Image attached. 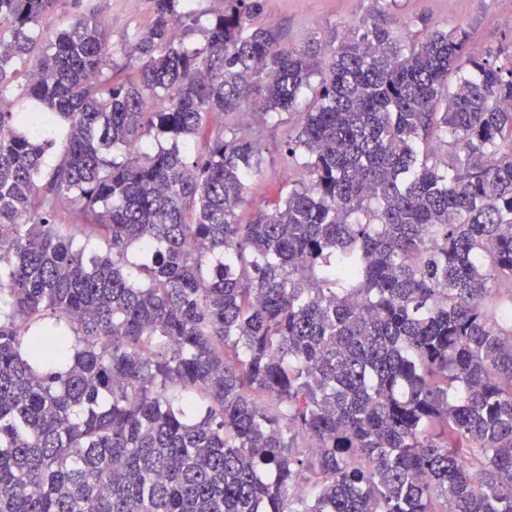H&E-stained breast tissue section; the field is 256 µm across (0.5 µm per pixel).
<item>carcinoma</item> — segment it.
Returning a JSON list of instances; mask_svg holds the SVG:
<instances>
[{
  "label": "carcinoma",
  "mask_w": 512,
  "mask_h": 512,
  "mask_svg": "<svg viewBox=\"0 0 512 512\" xmlns=\"http://www.w3.org/2000/svg\"><path fill=\"white\" fill-rule=\"evenodd\" d=\"M60 2L0 0V512H512V55ZM77 17L75 9L71 6L68 0H65L61 2L54 14L49 15L42 20L41 29L43 30V33L47 35L48 33H53L58 29L69 26ZM87 12L97 11L106 20L112 41L120 44L126 35L142 29L151 21L150 0H84ZM247 112H254V108H250ZM247 112L231 116L226 120L234 124L246 126L264 148L263 174L251 185L248 195L249 202L240 210V216L244 223L252 219L256 209L262 207L268 198L275 196L278 187L288 177V169L283 167L279 148L289 127L291 130H294L293 125L296 121L295 115H292L289 122L285 123V119L289 115L282 112L279 116L268 117L265 122L254 123L248 117Z\"/></svg>",
  "instance_id": "cac0c4a2"
}]
</instances>
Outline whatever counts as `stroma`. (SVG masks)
Here are the masks:
<instances>
[{"label":"stroma","instance_id":"1","mask_svg":"<svg viewBox=\"0 0 512 512\" xmlns=\"http://www.w3.org/2000/svg\"><path fill=\"white\" fill-rule=\"evenodd\" d=\"M88 11L100 13L113 42L147 26L151 21L150 0H85ZM512 15V0H399L391 7L388 0H266L265 19L277 27L287 43L299 45L311 37H323L330 29L345 32L365 22H390L395 34L407 36L419 28V18L430 27L448 30L463 27L470 34L476 54L487 49L512 51V26L505 22ZM234 123L246 126L263 146V174L251 186L249 202L240 211L250 221L258 207L274 197L287 176L279 148L289 129L284 116H271L261 123L247 114L234 116Z\"/></svg>","mask_w":512,"mask_h":512}]
</instances>
